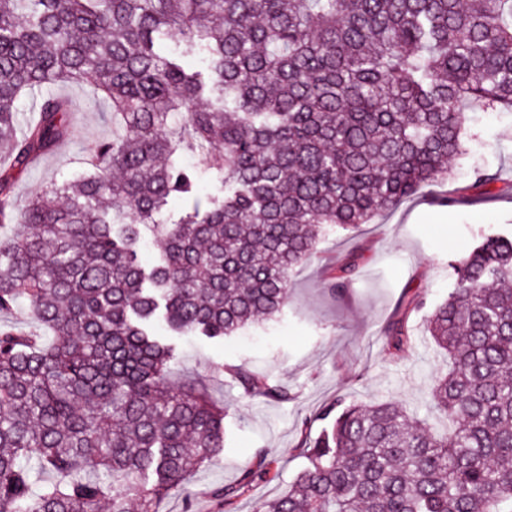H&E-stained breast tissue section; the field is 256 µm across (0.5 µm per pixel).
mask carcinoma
<instances>
[{
    "mask_svg": "<svg viewBox=\"0 0 512 512\" xmlns=\"http://www.w3.org/2000/svg\"><path fill=\"white\" fill-rule=\"evenodd\" d=\"M68 83L109 102L112 139L21 205L12 179L69 133ZM472 109L512 117V0H0V317L23 303L43 329L0 326V512L190 500L191 475L224 451L225 409L171 380L170 337L279 315L328 231L450 176ZM174 199L186 215L165 223ZM147 235L162 244L150 270ZM449 267L427 317L449 362L429 404L448 430L338 395L263 512H512V231ZM356 270L336 265L333 288ZM423 308L402 303L387 355L410 349ZM229 372L247 397L288 400ZM276 476L261 449L211 495L238 512Z\"/></svg>",
    "mask_w": 512,
    "mask_h": 512,
    "instance_id": "1",
    "label": "carcinoma"
}]
</instances>
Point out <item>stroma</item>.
Returning <instances> with one entry per match:
<instances>
[{"instance_id": "35a3bbf8", "label": "stroma", "mask_w": 512, "mask_h": 512, "mask_svg": "<svg viewBox=\"0 0 512 512\" xmlns=\"http://www.w3.org/2000/svg\"><path fill=\"white\" fill-rule=\"evenodd\" d=\"M77 105L69 116L71 134L32 168L16 175L13 192L25 201L55 177L83 171L93 146L112 137L108 104L79 84L57 89ZM477 137L445 184L422 187L396 210L352 231L329 233L316 254L291 277L288 304L274 321L252 326L225 339L182 337L172 365L173 380L196 382L223 400V453L191 477L190 500L166 499L161 512H217L210 496L234 482L261 448L273 451L279 474L256 485L240 501L239 512H258L262 503L281 496L304 466L303 442L323 427L319 409L338 395L368 403L393 401L426 421L434 431L448 428L443 416L428 408L426 391L433 376L448 368V358L426 331V311L412 314L413 342L403 357L384 351L382 328L399 312L403 296L419 294L428 308L448 296L449 258L462 255L492 226L512 227V119L490 111L468 116ZM487 165L500 173L492 189L473 182L472 170ZM460 197L444 206L440 197ZM359 255L356 277L343 293L327 287L326 269ZM229 365L273 377L288 391L285 401L246 398L226 373Z\"/></svg>"}]
</instances>
